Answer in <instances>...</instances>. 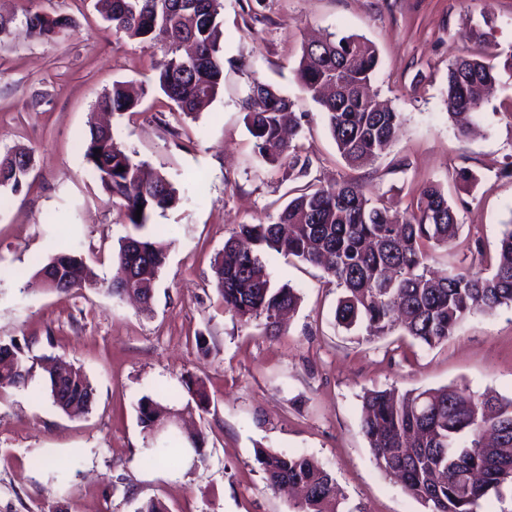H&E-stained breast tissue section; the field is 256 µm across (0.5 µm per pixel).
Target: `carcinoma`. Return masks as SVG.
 Listing matches in <instances>:
<instances>
[{"label":"carcinoma","instance_id":"carcinoma-1","mask_svg":"<svg viewBox=\"0 0 512 512\" xmlns=\"http://www.w3.org/2000/svg\"><path fill=\"white\" fill-rule=\"evenodd\" d=\"M112 31L143 47L158 50L153 88L184 115L197 113L224 82L221 0H105ZM31 37L51 41L71 25L68 17L27 13ZM379 65L375 46L357 35L329 33L303 47L296 79L320 106L340 156L360 167L376 158L395 138L401 114L377 112L359 90L372 89ZM498 65L488 56H462L448 67L446 96L452 115L477 112L486 90L497 81ZM258 94L244 100V123L255 159L287 167L288 179L305 178L312 161L301 154L285 131H299L291 103L271 84L255 82ZM148 89L116 81L97 102L104 112L134 114ZM84 156L102 189L119 206L132 233L123 237L117 268L106 292L139 297L150 307L155 282L165 263L161 245L141 235L153 212L173 206L176 189L147 162L134 158L115 139L112 129L92 126L83 142ZM100 153H94V150ZM31 153L16 148L0 157V194H18L31 175ZM143 206L136 216L137 206ZM461 227L458 208L440 185L429 183L404 208L383 194L343 180L334 185L309 183L290 199L271 222L240 224L213 264L215 287L224 309L240 322L257 321L278 332L283 317L300 302L287 285L272 286L263 272L262 254L284 252L319 267L340 291L336 324L365 341L393 333L432 348L448 340L468 315L512 306V220L505 225L495 255L467 267L436 270L434 252L448 248ZM27 287L71 295L95 288L86 264L68 246L30 276ZM29 357L15 342L0 343V390L27 382ZM50 396L66 414L88 411L95 389L86 375L72 368L58 375L46 368ZM191 400L178 405L163 394L144 395L137 406L147 437L157 439L158 426L208 402L204 385L186 384ZM361 429L377 468L400 482L428 512H487L490 495L501 496L512 482V398L465 393L452 386L403 394L371 390L363 396ZM196 462L204 461L202 439L182 434ZM256 461L268 489L298 487L302 498L293 512H357L340 507L336 480L306 456L260 449Z\"/></svg>","mask_w":512,"mask_h":512}]
</instances>
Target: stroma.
<instances>
[{"mask_svg":"<svg viewBox=\"0 0 512 512\" xmlns=\"http://www.w3.org/2000/svg\"><path fill=\"white\" fill-rule=\"evenodd\" d=\"M224 83L199 114L186 116L149 92L137 113L114 119L118 142L178 190L176 205L146 227L166 247L150 310L103 288L118 241L129 233L118 206L83 157L89 121L113 82H147L151 52L108 30L96 0H0V10L58 12L72 20L56 42L15 34L0 40V154L29 148L34 170L23 192L0 201V341L30 358L27 386L0 392V512H136L148 498L169 512H292L266 486L257 449L304 455L327 469L348 505L365 512H426L372 460L361 430L369 389L455 384L512 398V308L474 313L448 341L398 353L391 335L362 341L339 327V295L320 270L264 253L273 286L301 303L276 334L232 319L214 286L212 261L241 224L275 217L294 181L260 165L242 101L253 81L274 84L300 119L309 177L344 179L393 200L440 184L461 229L436 267L495 252L512 220V71L461 130L444 84L457 57L512 55V0H222ZM485 40L467 38L470 28ZM359 35L377 48L374 86L402 115L391 145L353 169L336 151L318 105L293 70L310 37ZM474 179L461 182L458 169ZM82 255L98 287L61 296L26 283L59 243ZM80 367L96 390L88 413L59 411L43 363ZM202 382L193 409L203 465L187 470L142 453L137 404L159 389L187 401L184 381Z\"/></svg>","mask_w":512,"mask_h":512,"instance_id":"obj_1","label":"stroma"}]
</instances>
